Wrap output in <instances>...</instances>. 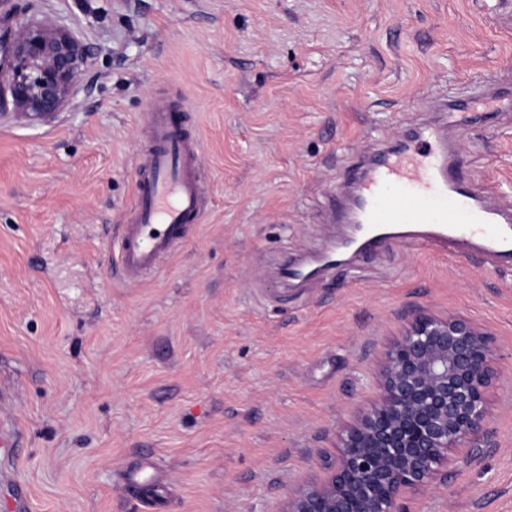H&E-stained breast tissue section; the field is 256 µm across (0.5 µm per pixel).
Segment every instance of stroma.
<instances>
[{
	"instance_id": "obj_1",
	"label": "stroma",
	"mask_w": 512,
	"mask_h": 512,
	"mask_svg": "<svg viewBox=\"0 0 512 512\" xmlns=\"http://www.w3.org/2000/svg\"><path fill=\"white\" fill-rule=\"evenodd\" d=\"M95 54L51 119L0 113V404L28 512H280L336 459L416 308L493 335L490 447L450 455L409 512H512V269L463 247H384L296 289L348 162L402 136L422 98L512 70L506 0H24ZM172 99L209 205L152 276L114 246L143 113ZM472 188L512 204V112L448 131ZM153 478L124 486L122 469Z\"/></svg>"
}]
</instances>
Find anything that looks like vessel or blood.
I'll return each instance as SVG.
<instances>
[{
  "label": "vessel or blood",
  "mask_w": 512,
  "mask_h": 512,
  "mask_svg": "<svg viewBox=\"0 0 512 512\" xmlns=\"http://www.w3.org/2000/svg\"><path fill=\"white\" fill-rule=\"evenodd\" d=\"M150 146L134 161L137 197L116 247L121 279L134 285L157 271L205 213L196 176L197 139L185 133L163 101L145 109ZM458 152L444 126L425 122L405 139L385 144L372 167L352 166L349 193L331 202L330 218L366 224L361 254L398 242L419 250L470 242L492 257L512 255V218L483 205L465 185ZM22 434L0 415V464L15 458Z\"/></svg>",
  "instance_id": "b4317fda"
}]
</instances>
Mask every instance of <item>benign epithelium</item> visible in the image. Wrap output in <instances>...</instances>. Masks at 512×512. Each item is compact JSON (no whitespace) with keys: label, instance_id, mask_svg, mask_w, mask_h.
<instances>
[{"label":"benign epithelium","instance_id":"benign-epithelium-1","mask_svg":"<svg viewBox=\"0 0 512 512\" xmlns=\"http://www.w3.org/2000/svg\"><path fill=\"white\" fill-rule=\"evenodd\" d=\"M0 0V110L48 118L94 55L68 28L32 24ZM499 377L491 333L459 314L417 310L380 364L379 395L339 434L325 477L288 494L283 512H404L441 478L448 452L490 441L486 394Z\"/></svg>","mask_w":512,"mask_h":512}]
</instances>
